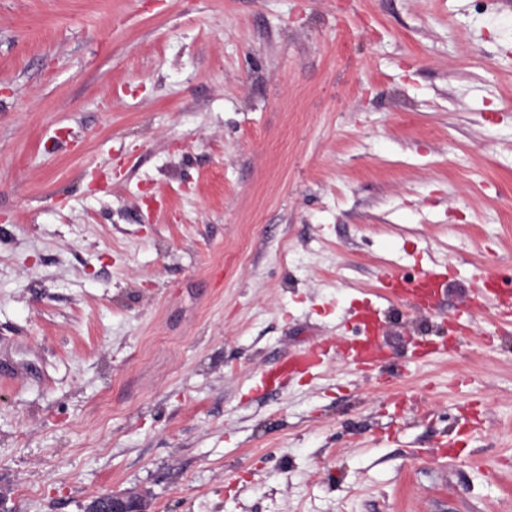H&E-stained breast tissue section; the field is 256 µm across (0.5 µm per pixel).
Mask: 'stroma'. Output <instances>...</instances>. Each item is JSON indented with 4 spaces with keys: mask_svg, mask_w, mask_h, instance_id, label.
I'll list each match as a JSON object with an SVG mask.
<instances>
[{
    "mask_svg": "<svg viewBox=\"0 0 512 512\" xmlns=\"http://www.w3.org/2000/svg\"><path fill=\"white\" fill-rule=\"evenodd\" d=\"M436 263L434 308L386 295ZM485 272L512 278V0H0L15 512H512ZM370 304L367 376L335 349ZM323 355L324 351L322 345L315 343L305 349L301 354L291 357L276 370V374H283L295 366H304L308 369L319 367L323 364ZM88 512H145L141 497L134 493L102 491L90 497Z\"/></svg>",
    "mask_w": 512,
    "mask_h": 512,
    "instance_id": "obj_1",
    "label": "stroma"
}]
</instances>
